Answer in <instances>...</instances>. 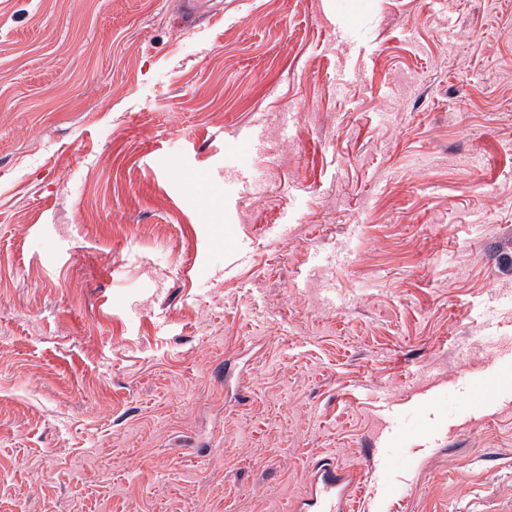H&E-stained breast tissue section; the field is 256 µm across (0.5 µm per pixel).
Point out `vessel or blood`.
Here are the masks:
<instances>
[{
    "label": "vessel or blood",
    "instance_id": "vessel-or-blood-1",
    "mask_svg": "<svg viewBox=\"0 0 512 512\" xmlns=\"http://www.w3.org/2000/svg\"><path fill=\"white\" fill-rule=\"evenodd\" d=\"M356 495L354 471L334 458H322L312 464L295 512H353Z\"/></svg>",
    "mask_w": 512,
    "mask_h": 512
}]
</instances>
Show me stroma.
I'll return each mask as SVG.
<instances>
[{"instance_id": "stroma-1", "label": "stroma", "mask_w": 512, "mask_h": 512, "mask_svg": "<svg viewBox=\"0 0 512 512\" xmlns=\"http://www.w3.org/2000/svg\"><path fill=\"white\" fill-rule=\"evenodd\" d=\"M510 237L512 0H0V512L512 494ZM355 472L342 466L335 458L317 460L309 470L304 493L296 501V512L354 511L357 489Z\"/></svg>"}]
</instances>
